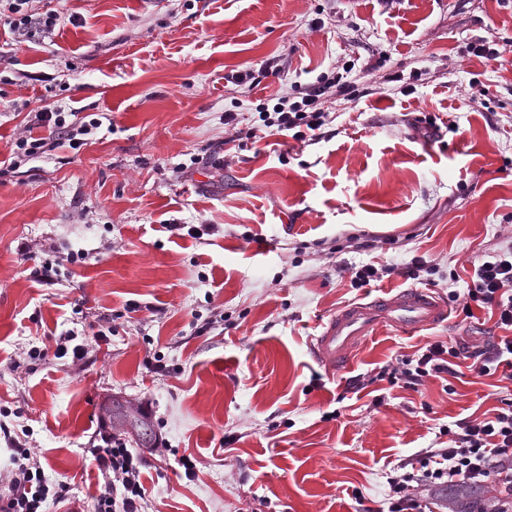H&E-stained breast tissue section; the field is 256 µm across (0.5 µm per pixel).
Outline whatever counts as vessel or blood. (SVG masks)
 <instances>
[{
    "label": "vessel or blood",
    "mask_w": 512,
    "mask_h": 512,
    "mask_svg": "<svg viewBox=\"0 0 512 512\" xmlns=\"http://www.w3.org/2000/svg\"><path fill=\"white\" fill-rule=\"evenodd\" d=\"M448 317V308L429 290L410 287L368 303L349 304L322 323L312 338L316 356L330 368H349L354 352L377 332H416Z\"/></svg>",
    "instance_id": "b4317fda"
}]
</instances>
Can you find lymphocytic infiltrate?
<instances>
[{"mask_svg":"<svg viewBox=\"0 0 512 512\" xmlns=\"http://www.w3.org/2000/svg\"><path fill=\"white\" fill-rule=\"evenodd\" d=\"M30 2L0 0V19L18 33L25 32L33 23L42 32L53 31L57 14L51 11L33 16ZM335 96L352 99L356 93L342 74L322 76L301 100L293 102L281 96L272 108H261L251 134L258 139L289 134L295 140H305L308 132L327 124L329 114L323 104ZM30 125L48 129V137L29 134L19 137L7 161L8 168H18L21 162L63 145L79 149L88 143L101 122L96 118L71 121L66 113L46 108L35 113ZM474 275L475 286L468 289L467 295L496 314V325L502 329V336L478 350L441 341L426 344L421 352L402 359L396 367L381 368L374 376L366 373L352 377L350 388L359 390L373 381L386 379L414 389L427 378L454 373L461 365L480 376L502 365L512 368V248L484 261L475 268ZM447 435L448 447L421 449L394 466L388 476V512H425V504L412 493L413 486L441 489L465 482L475 487L494 486L498 490L492 505L494 512H512V405L484 419L457 420ZM0 436L10 448L14 463L8 474L0 477V512H44L47 501L66 500V482L48 481L24 434L11 432L0 424ZM100 439L101 446L92 451L102 475L95 512H143L146 488L142 475L146 457L131 452L121 439L110 433H101Z\"/></svg>","mask_w":512,"mask_h":512,"instance_id":"f902f5d3","label":"lymphocytic infiltrate"}]
</instances>
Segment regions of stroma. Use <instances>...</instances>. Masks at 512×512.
I'll list each match as a JSON object with an SVG mask.
<instances>
[{
	"instance_id": "1",
	"label": "stroma",
	"mask_w": 512,
	"mask_h": 512,
	"mask_svg": "<svg viewBox=\"0 0 512 512\" xmlns=\"http://www.w3.org/2000/svg\"><path fill=\"white\" fill-rule=\"evenodd\" d=\"M54 32L0 26V161L28 113L100 118L93 140L0 176V408L48 480L91 512V455L112 398L167 443L145 512H386L387 476L455 421L512 401V370L413 390L351 377L435 341L478 349L486 309L381 332L339 372L309 349L322 320L412 260L440 296L512 246V0H36ZM483 43L503 63L473 55ZM346 72L355 99L305 141L262 140L261 104ZM250 73L246 84L230 82ZM484 89L482 105L468 102ZM234 113V124L224 122ZM211 225L194 238L191 225ZM377 237L361 252L349 238ZM86 254L71 263L70 253ZM55 263L52 282L34 272ZM386 268L366 288L353 272ZM459 282H452L451 274ZM106 331L97 339L98 331ZM86 344L56 358L60 338ZM37 358H30V351ZM159 357L163 371L147 368ZM198 460L194 478L177 464Z\"/></svg>"
}]
</instances>
